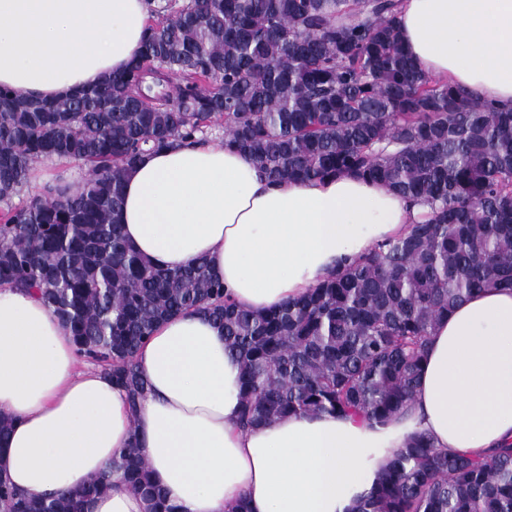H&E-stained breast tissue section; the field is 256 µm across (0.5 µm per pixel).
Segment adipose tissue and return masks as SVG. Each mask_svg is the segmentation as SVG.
I'll return each instance as SVG.
<instances>
[{
    "instance_id": "ef3b65f1",
    "label": "adipose tissue",
    "mask_w": 512,
    "mask_h": 512,
    "mask_svg": "<svg viewBox=\"0 0 512 512\" xmlns=\"http://www.w3.org/2000/svg\"><path fill=\"white\" fill-rule=\"evenodd\" d=\"M149 17L147 0H0V86L47 100L98 86L137 57ZM399 23L419 71L512 105V0H400ZM426 212L352 174L274 184L208 141L145 155L119 222L156 265L207 257L238 307L269 311ZM77 360L51 308L0 285V412L13 420L0 476L28 498L80 488L133 446L180 512H353L413 433L474 456L512 442V291L485 289L436 325L410 408L382 425L321 414L240 429L239 366L201 313L160 322L138 351V408Z\"/></svg>"
}]
</instances>
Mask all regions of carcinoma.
<instances>
[{"label": "carcinoma", "instance_id": "obj_1", "mask_svg": "<svg viewBox=\"0 0 512 512\" xmlns=\"http://www.w3.org/2000/svg\"><path fill=\"white\" fill-rule=\"evenodd\" d=\"M152 2L138 58L102 86L57 101L0 87V284L35 291L134 408L147 395L139 347L161 321L200 311L240 366L241 425L400 415L434 325L484 288L512 290V107L416 71L399 0ZM218 136L272 183L354 173L424 201L428 219L277 310L239 309L207 258L156 266L117 221L146 153ZM51 158L90 174L13 206ZM117 484L145 512H178L134 445L109 473L42 500L0 478V512H80ZM354 512H512V443L450 454L416 432Z\"/></svg>", "mask_w": 512, "mask_h": 512}]
</instances>
